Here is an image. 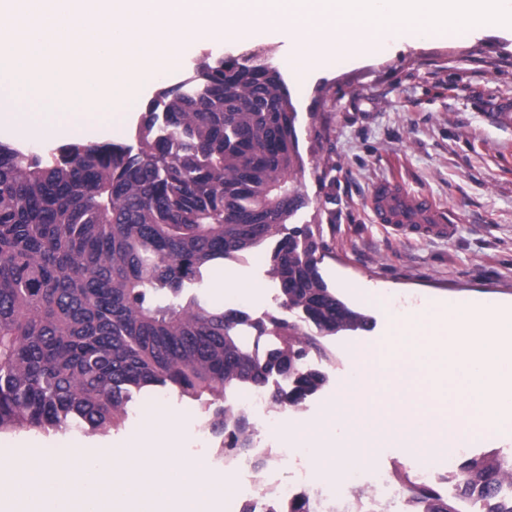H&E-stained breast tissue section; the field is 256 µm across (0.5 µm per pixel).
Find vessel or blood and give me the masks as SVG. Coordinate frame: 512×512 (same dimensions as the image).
<instances>
[{"instance_id":"vessel-or-blood-1","label":"vessel or blood","mask_w":512,"mask_h":512,"mask_svg":"<svg viewBox=\"0 0 512 512\" xmlns=\"http://www.w3.org/2000/svg\"><path fill=\"white\" fill-rule=\"evenodd\" d=\"M485 119L496 126H512V98L490 96L484 102ZM371 206L378 223L390 225L398 234L446 238L454 226L447 210L428 196L407 192L399 183L388 181L375 187Z\"/></svg>"}]
</instances>
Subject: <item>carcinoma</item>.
Here are the masks:
<instances>
[{
	"mask_svg": "<svg viewBox=\"0 0 512 512\" xmlns=\"http://www.w3.org/2000/svg\"><path fill=\"white\" fill-rule=\"evenodd\" d=\"M273 50L199 59L142 110L135 143L70 142L43 153L0 139V434L121 425L133 396L175 387L193 401L280 378L271 398L298 407L324 383L306 365L321 338L369 317L323 279L288 86ZM279 311L254 318L208 301L214 268L269 240ZM271 342L243 344V328ZM219 448L240 454L251 424L209 411ZM504 463L457 466L455 496L512 480ZM427 512H457L408 482Z\"/></svg>",
	"mask_w": 512,
	"mask_h": 512,
	"instance_id": "carcinoma-1",
	"label": "carcinoma"
}]
</instances>
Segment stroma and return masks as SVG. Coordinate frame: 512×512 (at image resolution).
Wrapping results in <instances>:
<instances>
[{
	"label": "stroma",
	"mask_w": 512,
	"mask_h": 512,
	"mask_svg": "<svg viewBox=\"0 0 512 512\" xmlns=\"http://www.w3.org/2000/svg\"><path fill=\"white\" fill-rule=\"evenodd\" d=\"M488 95L512 97L511 28H480L466 45H394L345 71L311 75L306 91L292 90L309 198L296 221L322 226L320 272L330 288L348 281L415 308L433 295L512 303V128L484 120ZM383 180L446 206L453 235L402 237L375 223L368 198ZM384 331L378 319L372 330L325 338L336 360L317 362L327 381L289 416L290 427L322 416L352 369L353 350ZM153 403L181 426L207 418L199 404L159 388L129 402L119 429L0 434V454L115 446L139 431Z\"/></svg>",
	"instance_id": "stroma-1"
}]
</instances>
